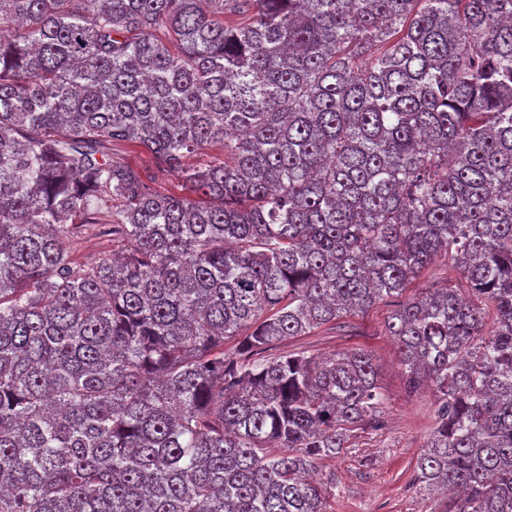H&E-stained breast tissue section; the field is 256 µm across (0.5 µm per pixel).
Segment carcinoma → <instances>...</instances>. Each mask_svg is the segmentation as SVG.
<instances>
[{"mask_svg":"<svg viewBox=\"0 0 512 512\" xmlns=\"http://www.w3.org/2000/svg\"><path fill=\"white\" fill-rule=\"evenodd\" d=\"M441 252L474 300L387 322L415 481L512 512V0H0V512H330L376 367L271 350ZM114 157L118 160L145 170L147 173L155 176L153 187L163 193H181L182 181L180 176L171 170H159L153 157L131 144H124L115 147L113 150ZM69 244L72 258L79 263H93L112 254V243L103 237L87 236Z\"/></svg>","mask_w":512,"mask_h":512,"instance_id":"1","label":"carcinoma"}]
</instances>
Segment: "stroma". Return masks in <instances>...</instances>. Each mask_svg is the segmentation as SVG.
<instances>
[{"mask_svg": "<svg viewBox=\"0 0 512 512\" xmlns=\"http://www.w3.org/2000/svg\"><path fill=\"white\" fill-rule=\"evenodd\" d=\"M114 156L154 176L156 190L180 192V176L159 170L153 157L141 148L120 145ZM443 285L459 288L463 282L447 256L440 254L407 284L400 297L380 301L365 312L324 325L309 335L288 338L278 346L282 353L305 348L325 356L363 349L371 355L386 395L382 428L355 430L346 449L317 465L319 477L336 482L332 512H442L443 496L421 490L414 482L416 460L435 424L434 395L429 390L408 389L386 322L399 300Z\"/></svg>", "mask_w": 512, "mask_h": 512, "instance_id": "stroma-1", "label": "stroma"}]
</instances>
